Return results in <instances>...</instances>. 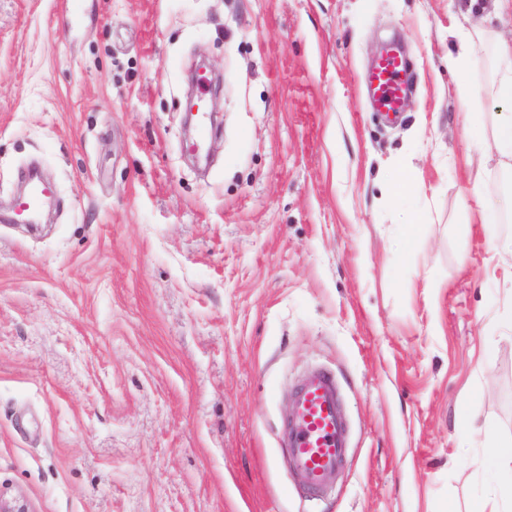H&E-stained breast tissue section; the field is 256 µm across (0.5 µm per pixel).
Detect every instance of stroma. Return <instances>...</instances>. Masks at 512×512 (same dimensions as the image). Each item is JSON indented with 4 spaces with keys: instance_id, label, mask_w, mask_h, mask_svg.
I'll list each match as a JSON object with an SVG mask.
<instances>
[{
    "instance_id": "35a3bbf8",
    "label": "stroma",
    "mask_w": 512,
    "mask_h": 512,
    "mask_svg": "<svg viewBox=\"0 0 512 512\" xmlns=\"http://www.w3.org/2000/svg\"><path fill=\"white\" fill-rule=\"evenodd\" d=\"M63 2L0 0V208L32 166L57 199L42 224L0 215V489L31 512H469L496 493L467 420L512 437V222H482L512 192L487 159L512 104L481 93L483 41L463 75L448 53L485 25L512 41V12ZM391 43L414 77L394 119L364 81ZM198 66L221 107L203 171ZM318 368L351 440L312 499L280 439Z\"/></svg>"
}]
</instances>
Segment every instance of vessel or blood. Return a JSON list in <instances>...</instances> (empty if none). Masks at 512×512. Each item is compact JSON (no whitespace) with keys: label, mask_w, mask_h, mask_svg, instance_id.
<instances>
[{"label":"vessel or blood","mask_w":512,"mask_h":512,"mask_svg":"<svg viewBox=\"0 0 512 512\" xmlns=\"http://www.w3.org/2000/svg\"><path fill=\"white\" fill-rule=\"evenodd\" d=\"M405 58L395 50L380 56L369 75L376 111L398 112L407 97ZM47 188L30 180L20 202L21 213L35 217ZM349 429L341 409L336 379L316 370L296 387L288 414V453L300 485L308 491L332 489L347 455Z\"/></svg>","instance_id":"b4317fda"}]
</instances>
